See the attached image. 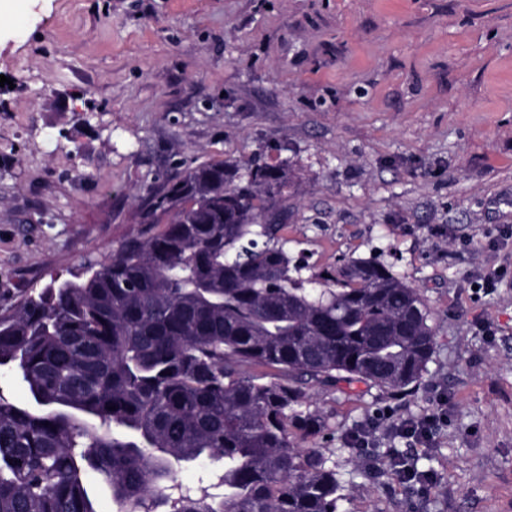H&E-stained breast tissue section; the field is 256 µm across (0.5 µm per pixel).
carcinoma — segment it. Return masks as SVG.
Here are the masks:
<instances>
[{
    "mask_svg": "<svg viewBox=\"0 0 512 512\" xmlns=\"http://www.w3.org/2000/svg\"><path fill=\"white\" fill-rule=\"evenodd\" d=\"M285 162L188 166L151 190L107 263L0 311V512H338L310 391L407 395L435 352L419 289L374 259L302 275L277 237ZM173 200L187 204L169 215ZM204 460L192 490L177 470Z\"/></svg>",
    "mask_w": 512,
    "mask_h": 512,
    "instance_id": "1",
    "label": "carcinoma"
}]
</instances>
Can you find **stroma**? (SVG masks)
<instances>
[{"mask_svg":"<svg viewBox=\"0 0 512 512\" xmlns=\"http://www.w3.org/2000/svg\"><path fill=\"white\" fill-rule=\"evenodd\" d=\"M0 309L110 260L150 188L288 160L307 274L376 257L419 288L415 395L312 390L345 512H512V0H0ZM499 269L494 289L478 275ZM438 416L428 447L394 423ZM436 480L344 453L355 426Z\"/></svg>","mask_w":512,"mask_h":512,"instance_id":"obj_1","label":"stroma"}]
</instances>
